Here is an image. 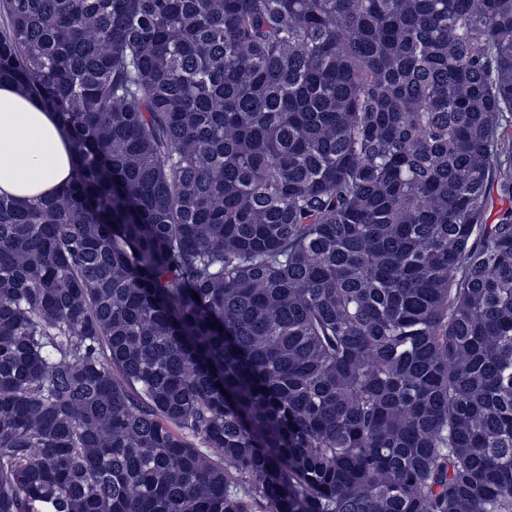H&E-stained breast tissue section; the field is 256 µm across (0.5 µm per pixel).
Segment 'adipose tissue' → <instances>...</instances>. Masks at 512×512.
<instances>
[{"mask_svg":"<svg viewBox=\"0 0 512 512\" xmlns=\"http://www.w3.org/2000/svg\"><path fill=\"white\" fill-rule=\"evenodd\" d=\"M75 156L56 113L12 82L0 83V195L33 200L71 181Z\"/></svg>","mask_w":512,"mask_h":512,"instance_id":"obj_1","label":"adipose tissue"}]
</instances>
